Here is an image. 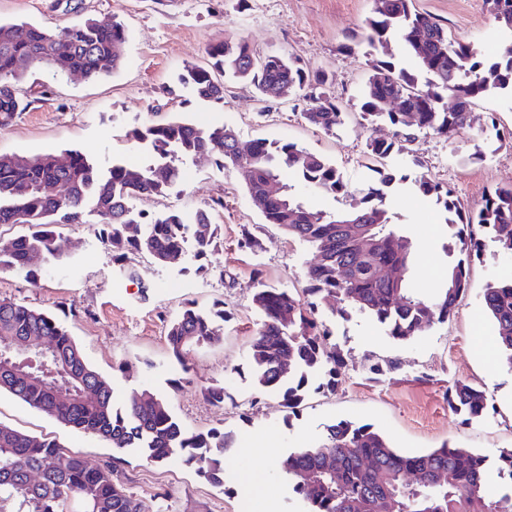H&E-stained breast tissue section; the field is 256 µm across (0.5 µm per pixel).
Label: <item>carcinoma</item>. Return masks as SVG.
I'll return each mask as SVG.
<instances>
[{
	"mask_svg": "<svg viewBox=\"0 0 512 512\" xmlns=\"http://www.w3.org/2000/svg\"><path fill=\"white\" fill-rule=\"evenodd\" d=\"M499 23L505 44L498 60L487 62L477 47L448 35L445 25L419 12L414 0H372L361 31L349 36L344 48L368 47V72L360 95V115L383 120L394 128L393 139L374 141L367 153L382 160L409 151L420 131L451 140L471 127L476 102L490 93L512 96V0H485ZM127 31L117 20L88 19L61 29L29 22L0 20V119L7 123L20 111V63L46 66L84 79H97L122 63ZM209 64L186 69L182 80L194 95L224 103V78L249 83L262 93L275 86L303 92L309 102L303 112L312 126L331 132L343 124L344 112L326 92L328 76L309 70L277 53L257 54L243 39H227L208 49ZM401 97L405 112H384L380 100ZM453 104H448V100ZM128 142L143 150L146 161L132 167L119 159L101 170L79 150L59 154H0V225L27 224L31 232L0 248L1 271H23L37 282L36 262L66 255L58 224H81L86 211L99 217V238L112 264L125 266L131 254L167 266L187 250L201 260L215 251L217 225L208 211L192 219L168 212L148 221L134 200L165 194L182 180L185 162L211 155L222 168L241 176L255 208L310 246L317 261L309 268L311 300L303 303L286 288H275L255 277L252 302L261 315L250 343L252 376L257 391L281 399L288 415L298 413L313 380L336 386L342 358L329 343L321 304L337 301L343 318L362 317L377 323L387 336L411 340L435 323L447 321L467 285L463 260L448 269L434 299L421 296L409 276L415 245L410 233L393 220L387 205L390 189L412 180L415 194L441 209L444 223L458 226L459 251L477 253L483 240L465 229L478 225L500 252L512 254V185L485 197L476 212L464 211L450 189L425 174L414 178L397 169H377V180L352 190L324 156L296 142L256 138L243 143L231 126L200 127L173 114L136 125L125 132ZM303 186L333 198L350 200L340 211L315 209L286 182L283 173ZM279 182L278 197L268 185ZM362 230L369 248L359 252L341 228ZM380 266L398 268L402 277L382 280ZM504 364L512 367V278L498 279L483 291ZM224 304L207 311L185 304L167 326L170 356L182 362L190 343L213 344L223 339ZM13 345L31 355L47 345L48 365L65 372L62 390L40 372L18 375L0 364V393H8L55 419L65 428L94 435L118 452L132 451L147 462H161L179 453L204 480L222 486L224 453L234 447L230 432L206 433L185 428L167 401L144 389L127 402L113 403L112 381L88 361L81 346L55 314L11 299H0V345ZM449 405L480 419L485 395L467 384L448 392ZM336 466L323 470L325 459ZM41 480L30 483V474ZM288 487L302 502L303 512H512V448L494 459L447 443L417 453L395 448L370 424L340 420L326 426L310 448H296L282 462ZM448 473V482L440 477ZM0 512H140L138 500L112 480L109 466L90 467L55 437L36 436L0 422Z\"/></svg>",
	"mask_w": 512,
	"mask_h": 512,
	"instance_id": "cac0c4a2",
	"label": "carcinoma"
}]
</instances>
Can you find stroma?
Instances as JSON below:
<instances>
[{"label":"stroma","mask_w":512,"mask_h":512,"mask_svg":"<svg viewBox=\"0 0 512 512\" xmlns=\"http://www.w3.org/2000/svg\"><path fill=\"white\" fill-rule=\"evenodd\" d=\"M414 5L444 24L453 39L476 44L486 60H497L498 24L484 0H414ZM371 7V0H0L4 21L56 29L88 18H114L129 33L121 67L97 80L25 68L22 86L33 102L0 125V153L79 149L104 167L116 158L136 165L143 155L125 140V130L156 112L179 113L209 126H232L245 141L297 142L332 161L353 189L371 181L379 164L411 176L425 174L447 185L465 209L480 208L486 194L512 184V102L498 94L479 101L470 130L455 142L424 131L411 143V156L369 159L368 144L392 139L393 129L361 118L364 51L344 52L340 46L349 31L361 29ZM228 37L246 40L258 53L275 52L325 71L328 93L346 106L343 125L332 134L319 130L304 119L302 99L265 102L252 86L231 80L223 103L197 100L180 80L184 67L207 65L208 48ZM497 132L502 138L494 140L486 159L470 162L475 145ZM186 168L189 183L139 207L151 214L209 210L218 226V247L207 272H199L198 261L188 256L160 266L137 255L118 269L99 240L97 216L90 215L84 223L61 227L62 237L77 247L51 263L39 281L0 272V299L55 313L91 364L112 379L116 402L148 389L165 397L187 428L233 432L236 446L225 467L234 482L219 488L171 459L150 463L134 454L116 455L99 438L62 427L6 393L0 394V422L58 437L91 464L113 466L114 481L136 496L140 512H301L280 462L291 449L312 446L326 425L339 420L372 424L406 452L445 443L486 455L512 448V369L497 355L494 324L482 303L490 281L512 275V257L490 242L466 258L467 287L454 314L411 341L396 342L360 317L330 320L331 340L343 356L336 386L311 392L298 415L290 417L279 399L254 394L248 353L259 315L252 294L259 278L305 298L315 254L265 222L235 171L217 167L206 155L188 161ZM388 203L417 245L413 278L432 295L440 276L457 261L445 251L455 230L444 224L432 201H418L410 185L395 189ZM247 234L259 241L258 249L243 247ZM218 301L229 313L222 342L187 347L182 363L171 362L170 320L184 304L209 309ZM122 361L125 371H116ZM457 382L485 391L487 408L480 421L465 423L449 408L448 390ZM212 383L224 387L223 406H211L203 397V387ZM242 479L259 483L251 500L237 490Z\"/></svg>","instance_id":"35a3bbf8"}]
</instances>
